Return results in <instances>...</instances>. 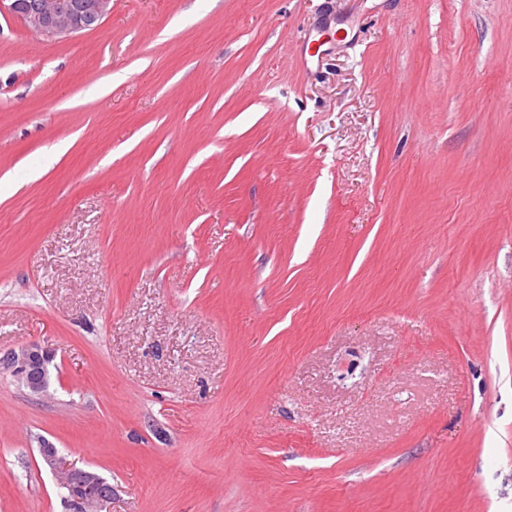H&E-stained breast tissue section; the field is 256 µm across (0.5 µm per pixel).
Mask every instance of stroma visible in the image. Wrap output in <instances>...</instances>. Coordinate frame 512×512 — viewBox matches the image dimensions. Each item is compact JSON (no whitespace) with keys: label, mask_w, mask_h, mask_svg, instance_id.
I'll list each match as a JSON object with an SVG mask.
<instances>
[{"label":"stroma","mask_w":512,"mask_h":512,"mask_svg":"<svg viewBox=\"0 0 512 512\" xmlns=\"http://www.w3.org/2000/svg\"><path fill=\"white\" fill-rule=\"evenodd\" d=\"M3 177L0 512H512V0L1 13ZM8 2V3H5ZM111 0H1L0 11L19 18L44 37H67L97 28L110 12ZM54 353L39 344L32 343L17 350L0 351V371L9 372L30 392L45 393L48 387V366ZM39 454L43 466L57 476L62 501L72 508L97 512L112 500V483L97 471L67 463L58 448L45 440L40 443Z\"/></svg>","instance_id":"obj_1"}]
</instances>
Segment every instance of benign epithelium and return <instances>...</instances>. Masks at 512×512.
<instances>
[{
    "label": "benign epithelium",
    "instance_id": "1",
    "mask_svg": "<svg viewBox=\"0 0 512 512\" xmlns=\"http://www.w3.org/2000/svg\"><path fill=\"white\" fill-rule=\"evenodd\" d=\"M111 0H0V11L19 18L28 29L44 37H67L97 28L110 12ZM54 353L36 343L0 354V371L10 373L30 392L40 395L48 387V366ZM40 460L58 479L62 501L83 512H98L112 500V483L97 471L66 461L55 446L41 441Z\"/></svg>",
    "mask_w": 512,
    "mask_h": 512
}]
</instances>
